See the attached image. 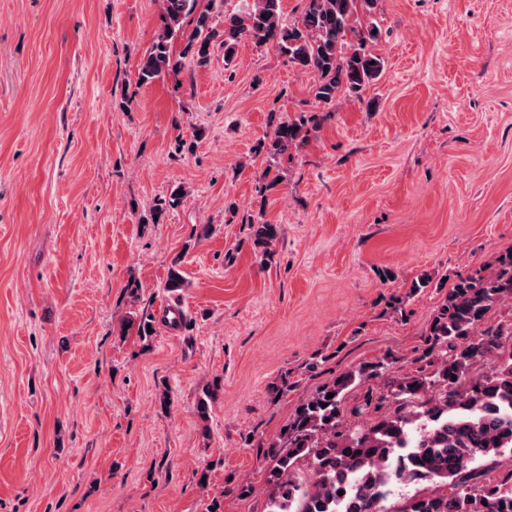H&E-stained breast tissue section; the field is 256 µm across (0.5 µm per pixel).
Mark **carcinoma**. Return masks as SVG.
<instances>
[{
    "label": "carcinoma",
    "mask_w": 512,
    "mask_h": 512,
    "mask_svg": "<svg viewBox=\"0 0 512 512\" xmlns=\"http://www.w3.org/2000/svg\"><path fill=\"white\" fill-rule=\"evenodd\" d=\"M292 21L283 0H244L235 13L224 0H161L159 26L139 63V81L149 84L184 70L205 67L215 48L224 50V68L235 61L237 45L252 40L276 47L288 62L314 78L312 93L323 108L339 94L360 96L380 78L384 60L368 50L378 40L380 0H301ZM183 42L174 50L176 40ZM323 115L300 112L280 117L268 149L270 165L288 146L305 139ZM178 191L159 198L151 217L180 202ZM255 246L269 259L279 237L268 221L250 225ZM181 257L168 268L166 291L185 281ZM427 288L445 291L423 331L412 360L414 372L399 375L389 358L367 362L335 377L300 401L278 435L266 442L244 439L269 463L263 512H389L383 506L395 489L429 483L433 490L408 497L395 512H512V472L482 480L473 463L512 448V323L488 329L485 319L512 303V249L461 275L451 287L422 273L388 305L401 315ZM494 362L491 377L472 376L477 360ZM362 401L345 410L347 393L368 382ZM333 397H328V394ZM395 405L393 414L373 421L371 406Z\"/></svg>",
    "instance_id": "obj_1"
}]
</instances>
